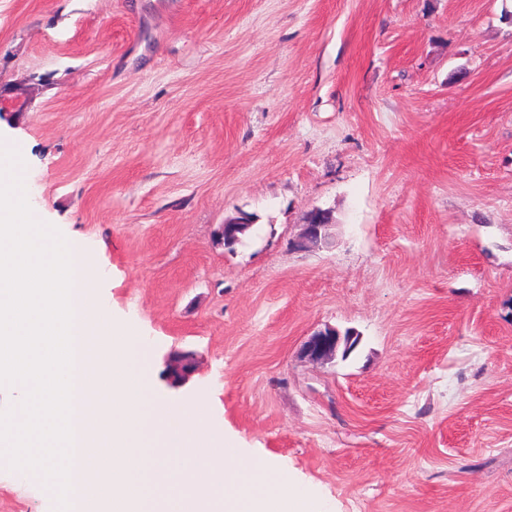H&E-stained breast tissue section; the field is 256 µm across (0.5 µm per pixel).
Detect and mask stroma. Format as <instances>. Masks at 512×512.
<instances>
[{"label": "stroma", "mask_w": 512, "mask_h": 512, "mask_svg": "<svg viewBox=\"0 0 512 512\" xmlns=\"http://www.w3.org/2000/svg\"><path fill=\"white\" fill-rule=\"evenodd\" d=\"M507 4L0 0V137L40 221L86 236L153 392L327 512H512ZM326 327L359 342L300 358ZM0 512L56 497L0 465ZM251 225V222L247 220V216L244 214L226 219L224 224H221L218 229V239L222 241L224 247L231 248L240 241Z\"/></svg>", "instance_id": "35a3bbf8"}]
</instances>
